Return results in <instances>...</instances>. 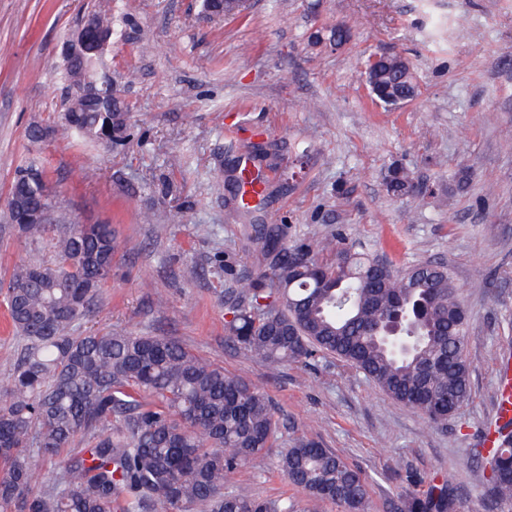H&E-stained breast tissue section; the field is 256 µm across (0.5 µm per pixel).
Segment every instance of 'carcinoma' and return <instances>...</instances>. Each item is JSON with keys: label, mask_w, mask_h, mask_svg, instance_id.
<instances>
[{"label": "carcinoma", "mask_w": 512, "mask_h": 512, "mask_svg": "<svg viewBox=\"0 0 512 512\" xmlns=\"http://www.w3.org/2000/svg\"><path fill=\"white\" fill-rule=\"evenodd\" d=\"M87 16L98 50L61 57L57 79L94 86L87 101L67 102L47 128L111 146L128 130L127 112L104 73L112 46V0H98ZM387 106L415 93L414 76L395 85ZM45 169L31 157L8 195L21 193L33 210L47 208L64 225L52 238L49 263L17 265L6 285L8 313L26 340L0 388V512H299L288 496L247 498L224 490L229 477L274 446L277 423L267 393L192 354L175 340L110 330L77 331L99 288L112 279L116 239L103 222H68L57 197L45 196ZM388 191L414 193L401 170ZM17 233L42 238L47 224H20ZM335 255L328 262L323 255ZM268 261L238 283L244 302L225 324L228 338L273 367L332 355L345 372L361 374L397 403L438 425L470 396L464 354L469 316L448 269L417 263L371 275L376 259L334 249L329 238L299 246L275 229ZM420 305L419 339L407 356L385 348L376 328L401 306ZM495 429L497 472L488 501H512V436ZM85 447L75 450L76 440ZM70 452L60 456L63 449ZM59 458L45 471L48 460ZM280 470L312 501L368 512L360 470L329 448L296 438ZM446 482L424 497L405 495L406 512H456Z\"/></svg>", "instance_id": "obj_1"}]
</instances>
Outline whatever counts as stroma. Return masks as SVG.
I'll list each match as a JSON object with an SVG mask.
<instances>
[{
	"label": "stroma",
	"instance_id": "stroma-1",
	"mask_svg": "<svg viewBox=\"0 0 512 512\" xmlns=\"http://www.w3.org/2000/svg\"><path fill=\"white\" fill-rule=\"evenodd\" d=\"M94 2L0 0V282L50 257L9 223L7 192L34 152L27 125L64 105L60 40ZM112 27L130 137L111 150L74 137L35 151L68 216L115 231L112 279L80 328L171 337L270 396L279 445L231 476L242 496L307 503L278 468L280 450L305 438L363 473L370 512L444 480L457 512H512L488 502L474 450L512 353V0H248L219 20L201 0H112ZM375 52L412 69L418 92L400 108L371 98L364 63ZM259 133L279 152L262 165L257 223L287 227L292 245L337 238L397 269L447 266L470 317L471 384L447 421L428 425L333 357L274 368L228 341L237 284L262 242L236 218L227 172ZM395 166L416 196L388 192Z\"/></svg>",
	"mask_w": 512,
	"mask_h": 512
}]
</instances>
